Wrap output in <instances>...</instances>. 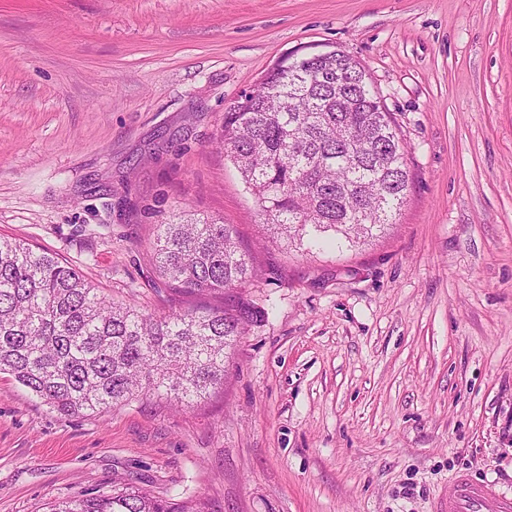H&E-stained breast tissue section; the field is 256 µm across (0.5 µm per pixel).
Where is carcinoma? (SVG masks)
Masks as SVG:
<instances>
[{
    "mask_svg": "<svg viewBox=\"0 0 512 512\" xmlns=\"http://www.w3.org/2000/svg\"><path fill=\"white\" fill-rule=\"evenodd\" d=\"M218 139L257 199L273 238L327 232L350 244L383 233L409 184L404 148L365 68L344 53L276 66ZM155 266L172 291L221 308L163 316L101 297L78 270L0 238V372L52 409L104 413L164 396L189 407L224 385V354L251 316L234 290L252 276L234 229L215 219L159 225ZM49 512H208L201 501L112 486Z\"/></svg>",
    "mask_w": 512,
    "mask_h": 512,
    "instance_id": "cac0c4a2",
    "label": "carcinoma"
}]
</instances>
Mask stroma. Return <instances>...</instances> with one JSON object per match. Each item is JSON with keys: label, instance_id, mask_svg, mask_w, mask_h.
Instances as JSON below:
<instances>
[{"label": "stroma", "instance_id": "obj_1", "mask_svg": "<svg viewBox=\"0 0 512 512\" xmlns=\"http://www.w3.org/2000/svg\"><path fill=\"white\" fill-rule=\"evenodd\" d=\"M334 45L391 112L406 200L360 247L266 239L217 143L287 52ZM256 268L224 385L62 415L0 374V512L129 483L210 512H436L512 488V0H0V236L162 315L160 224ZM512 493L494 481L476 482L466 474L453 478L447 507L437 512H511Z\"/></svg>", "mask_w": 512, "mask_h": 512}]
</instances>
